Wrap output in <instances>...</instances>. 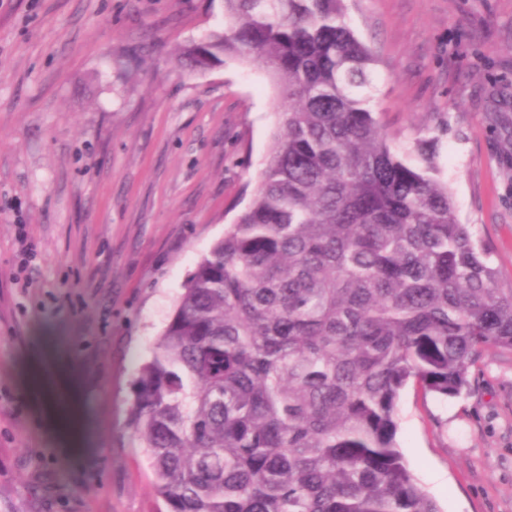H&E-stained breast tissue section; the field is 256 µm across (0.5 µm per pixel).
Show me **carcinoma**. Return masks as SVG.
Returning a JSON list of instances; mask_svg holds the SVG:
<instances>
[{
	"instance_id": "obj_1",
	"label": "carcinoma",
	"mask_w": 512,
	"mask_h": 512,
	"mask_svg": "<svg viewBox=\"0 0 512 512\" xmlns=\"http://www.w3.org/2000/svg\"><path fill=\"white\" fill-rule=\"evenodd\" d=\"M254 62L278 131L253 197L185 283L133 383L166 512H440L398 442L410 383L446 401L512 352V288L459 219L434 153L369 105L345 0H224L180 49Z\"/></svg>"
}]
</instances>
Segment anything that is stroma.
I'll list each match as a JSON object with an SVG mask.
<instances>
[{"instance_id":"stroma-1","label":"stroma","mask_w":512,"mask_h":512,"mask_svg":"<svg viewBox=\"0 0 512 512\" xmlns=\"http://www.w3.org/2000/svg\"><path fill=\"white\" fill-rule=\"evenodd\" d=\"M371 107L427 141L512 286V0H347ZM224 0H0V512H158L131 383L197 262L250 203L277 127L268 72L175 55ZM76 404L85 446L55 444ZM398 435L441 512H512V353Z\"/></svg>"}]
</instances>
